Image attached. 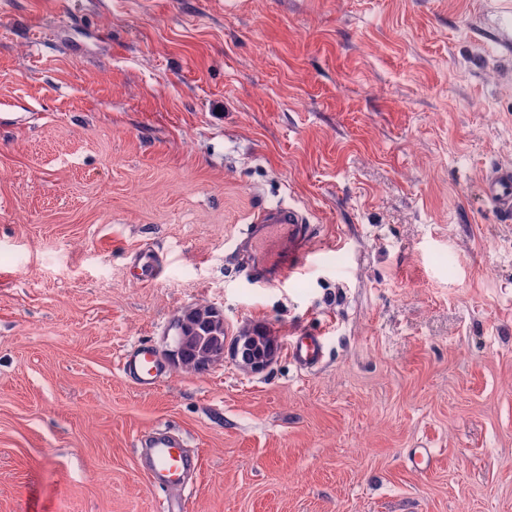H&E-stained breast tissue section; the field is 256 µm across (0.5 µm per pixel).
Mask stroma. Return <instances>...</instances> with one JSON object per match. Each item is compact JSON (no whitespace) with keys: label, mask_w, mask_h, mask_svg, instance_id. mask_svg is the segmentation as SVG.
<instances>
[{"label":"stroma","mask_w":512,"mask_h":512,"mask_svg":"<svg viewBox=\"0 0 512 512\" xmlns=\"http://www.w3.org/2000/svg\"><path fill=\"white\" fill-rule=\"evenodd\" d=\"M498 164L512 0H0V512H512ZM278 203L315 255L260 282ZM198 304L324 360L123 377ZM157 429L198 459L172 495ZM481 193L502 224L512 223V165H497L486 171ZM309 219L298 207L276 204L263 207L254 213L250 224L252 232L249 247L256 254H265L264 246L275 242V252H281L280 262L269 276L285 279L304 271L315 253ZM323 350L320 336H292L288 339L290 359L303 370L316 368L322 361ZM121 371L139 388L151 390L162 377L163 367L156 350L141 344L124 356Z\"/></svg>","instance_id":"35a3bbf8"}]
</instances>
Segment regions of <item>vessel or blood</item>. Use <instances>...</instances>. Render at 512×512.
Returning a JSON list of instances; mask_svg holds the SVG:
<instances>
[{
  "instance_id": "vessel-or-blood-1",
  "label": "vessel or blood",
  "mask_w": 512,
  "mask_h": 512,
  "mask_svg": "<svg viewBox=\"0 0 512 512\" xmlns=\"http://www.w3.org/2000/svg\"><path fill=\"white\" fill-rule=\"evenodd\" d=\"M481 193L491 205L499 221L512 223V165H497L486 171ZM249 247L255 253L274 243L281 258L272 272L275 279L289 278L304 271L314 253L312 230L306 214L291 204L263 207L254 213ZM324 344L318 336H292L288 339L291 360L303 370L316 368L323 358ZM123 375L139 388L150 390L163 374L159 354L140 345L125 355L121 363ZM147 471L153 481L168 490L182 486L185 474L195 468L194 456L187 453L182 441L164 431L156 432L147 445Z\"/></svg>"
}]
</instances>
